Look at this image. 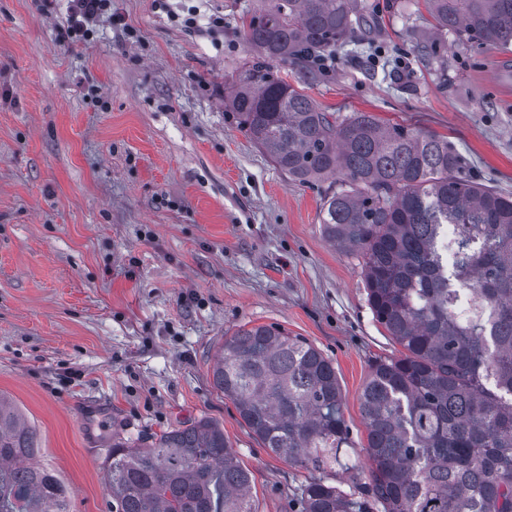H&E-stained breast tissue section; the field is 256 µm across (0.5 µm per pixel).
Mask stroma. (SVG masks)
I'll use <instances>...</instances> for the list:
<instances>
[{
    "label": "stroma",
    "instance_id": "stroma-1",
    "mask_svg": "<svg viewBox=\"0 0 512 512\" xmlns=\"http://www.w3.org/2000/svg\"><path fill=\"white\" fill-rule=\"evenodd\" d=\"M373 21L282 76L330 112L447 138L464 171L512 195V51L441 45L424 0H361ZM257 0H112L63 39L68 0H0V394L36 430L70 512H109L112 436L132 445L218 421L252 473L256 512H299L309 474L271 454L213 386L225 337L275 324L329 357L352 442L360 394L397 345L357 255L320 224L325 184L289 180L224 109Z\"/></svg>",
    "mask_w": 512,
    "mask_h": 512
}]
</instances>
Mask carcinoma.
<instances>
[{"label":"carcinoma","mask_w":512,"mask_h":512,"mask_svg":"<svg viewBox=\"0 0 512 512\" xmlns=\"http://www.w3.org/2000/svg\"><path fill=\"white\" fill-rule=\"evenodd\" d=\"M438 56L448 32L512 48V0H425ZM356 0H259L255 50L224 106L300 183L330 181L323 232L361 259L375 320L400 347L361 394L369 481L352 447L331 360L276 325L225 338L215 387L272 454L312 477L301 512H512V196L471 179L448 140L370 112H327L278 66L303 74L351 41ZM454 247H436L448 225ZM35 430L0 395V512H69L67 490L34 463ZM252 477L209 419L149 445L112 439L111 512H255Z\"/></svg>","instance_id":"cac0c4a2"}]
</instances>
